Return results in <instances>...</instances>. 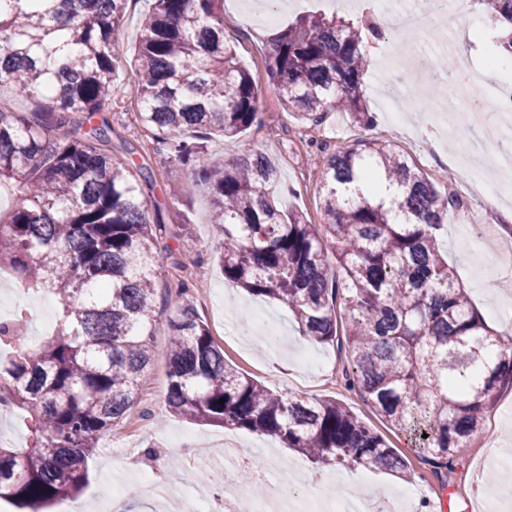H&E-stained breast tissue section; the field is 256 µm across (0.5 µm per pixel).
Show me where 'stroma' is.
Masks as SVG:
<instances>
[{
    "label": "stroma",
    "instance_id": "35a3bbf8",
    "mask_svg": "<svg viewBox=\"0 0 512 512\" xmlns=\"http://www.w3.org/2000/svg\"><path fill=\"white\" fill-rule=\"evenodd\" d=\"M143 0H129L119 32L125 59L116 74L112 96V151L134 148L137 164L148 166L153 186L144 196L152 223L158 224V289L155 309L161 318L173 316L165 292L187 283L188 302L208 325L224 349L225 359L239 372L276 391L290 392L315 402L327 397L343 401L374 431L405 457L413 452L402 432L390 428L374 409L354 392L328 380L340 357L335 346L313 345L304 340L286 305L254 298L225 281L216 262L223 237L211 222L212 204L204 184L192 171L209 159L232 160L260 151L276 163L280 181L275 197L282 209L303 213L309 223L324 221L321 185L324 155L346 150L361 139L379 138L419 167L438 187L458 203L440 235L460 285L486 323L495 330L512 327V242L496 248L493 238L507 235L512 222V185L494 202L471 193L464 184L449 181L443 156L469 149L474 170L490 176L505 169L512 142L499 136L503 116L494 107L498 75L491 70L492 45L481 32L485 8L477 0H461L452 8L451 21L431 17L424 0H397L389 18L386 37L368 48L369 68L363 94L377 124L368 129L354 124L345 114L328 113L312 123L285 112L268 89L267 55L275 34L304 15H333L332 0H224V39L232 46L261 92L259 119L244 134L226 139L216 134L197 135L200 153L190 164H181L156 142L139 119L138 85L131 53L140 37ZM465 56L466 74L485 71L473 86L477 101L455 99L445 108L435 91L444 83L434 67L439 56ZM191 219L193 240L183 244L178 231L183 219ZM26 309L27 336L21 345L45 341L55 331L57 303L50 297L23 293L15 282L0 285V311ZM151 367L141 386L140 403L125 421L101 440L100 449L87 460L88 484L79 500L88 512H103L108 502H118L123 512H153L157 503L184 500L205 494L192 464L208 458L224 438L237 440V451L255 453L258 438L245 430L202 425L173 417L165 403L169 351L165 329L151 342ZM485 435L493 437L496 454L478 461L475 441L453 449L447 469L423 470L421 491L407 512H427L426 503H446L447 512H500L512 500V486L496 481L506 463H512V389L504 390L483 422ZM154 447V459L143 451ZM269 453L279 455L280 471L298 468L308 478L302 487L281 480L285 493L318 492L326 499L339 491L335 468H316L299 453L267 441ZM186 463L182 472L170 471L169 459ZM158 466L156 481H146L142 470Z\"/></svg>",
    "mask_w": 512,
    "mask_h": 512
}]
</instances>
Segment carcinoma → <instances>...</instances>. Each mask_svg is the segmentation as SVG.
<instances>
[{"instance_id":"cac0c4a2","label":"carcinoma","mask_w":512,"mask_h":512,"mask_svg":"<svg viewBox=\"0 0 512 512\" xmlns=\"http://www.w3.org/2000/svg\"><path fill=\"white\" fill-rule=\"evenodd\" d=\"M128 0H0V89L45 101L41 112L0 110V266L23 291L58 297V331L0 361V405L27 412L30 445L0 444V499L31 512L75 499L86 459L136 405L158 327L156 240L142 167L116 157L112 103ZM218 0H148L135 46L139 118L186 164L199 154L189 130L228 139L259 115V90L224 43ZM512 24V0H484ZM375 26L307 16L268 56L269 90L310 122L344 112L371 128L363 101L367 36ZM326 222L286 213L265 153L211 160L192 171L224 231V279L288 305L312 344L345 353L342 378L424 462L481 433L485 413L512 387V336L490 329L439 247L452 199L391 145L363 139L325 162ZM384 181L390 199L359 185ZM338 267L340 274L333 272ZM190 288L170 293L166 405L182 419L277 439L321 467L408 472V460L351 408L315 403L245 376L194 308ZM345 311L339 326L337 307ZM25 312L0 321V345L21 336ZM428 437H423V434Z\"/></svg>"}]
</instances>
